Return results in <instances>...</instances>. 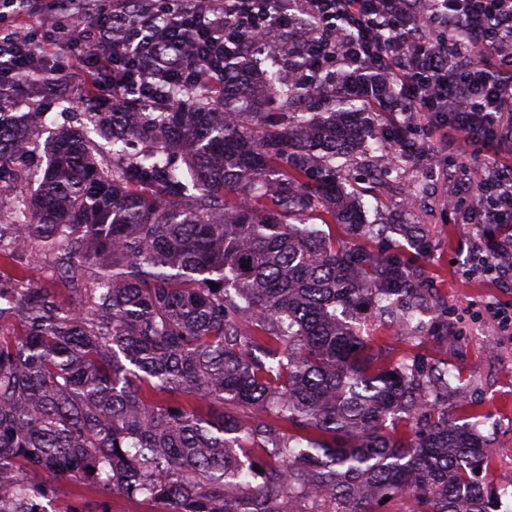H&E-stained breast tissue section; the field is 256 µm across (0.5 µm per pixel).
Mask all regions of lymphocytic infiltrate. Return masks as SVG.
I'll return each instance as SVG.
<instances>
[{"instance_id":"obj_1","label":"lymphocytic infiltrate","mask_w":512,"mask_h":512,"mask_svg":"<svg viewBox=\"0 0 512 512\" xmlns=\"http://www.w3.org/2000/svg\"><path fill=\"white\" fill-rule=\"evenodd\" d=\"M50 24L0 25V93L15 95L44 73L83 75L120 106L155 98L160 83L224 81L249 52L282 45L296 13L310 38L291 79L302 88L336 67H368L397 86L400 112L428 136L457 133L471 145L512 143V0H51ZM498 68L488 72L485 58ZM51 61L43 70V61ZM458 179L457 205L485 224H512V165L480 152Z\"/></svg>"}]
</instances>
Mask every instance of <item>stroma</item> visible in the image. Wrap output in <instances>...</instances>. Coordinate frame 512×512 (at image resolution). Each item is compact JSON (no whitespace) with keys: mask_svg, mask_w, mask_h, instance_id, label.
I'll list each match as a JSON object with an SVG mask.
<instances>
[{"mask_svg":"<svg viewBox=\"0 0 512 512\" xmlns=\"http://www.w3.org/2000/svg\"><path fill=\"white\" fill-rule=\"evenodd\" d=\"M85 93L84 82L46 80L21 96L19 109L46 113L43 134L49 137L75 125L78 112L103 111L101 100L83 103ZM470 158V147L449 136L425 140L421 158L412 161L372 158V165L390 170L376 181L365 180L363 169L352 171V180L365 191L369 219L419 226L417 237L392 232L379 247L419 254L414 279L425 290L412 330H399L374 312L356 315L355 322L385 364L417 355L447 361L456 375L444 395L449 418L458 419L467 407L489 416L482 433L495 454L480 479L493 495L512 470V328L496 316L512 309V288L470 269L477 227L466 211L446 210L457 190L454 172Z\"/></svg>","mask_w":512,"mask_h":512,"instance_id":"stroma-1","label":"stroma"}]
</instances>
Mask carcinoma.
I'll list each match as a JSON object with an SVG mask.
<instances>
[{
  "instance_id": "carcinoma-1",
  "label": "carcinoma",
  "mask_w": 512,
  "mask_h": 512,
  "mask_svg": "<svg viewBox=\"0 0 512 512\" xmlns=\"http://www.w3.org/2000/svg\"><path fill=\"white\" fill-rule=\"evenodd\" d=\"M354 82L362 93L341 76L300 89L243 61L221 98L197 85L183 108L90 112L10 200L45 113L0 101V512H78L44 507L59 477L162 512H374L395 496L409 512H491L475 478L488 415L395 435L386 422L432 416L455 375L372 365L337 314L411 325V262L307 222L390 231L364 219L346 171L390 148L370 104L398 91L383 74ZM33 263L56 285L33 283Z\"/></svg>"
}]
</instances>
